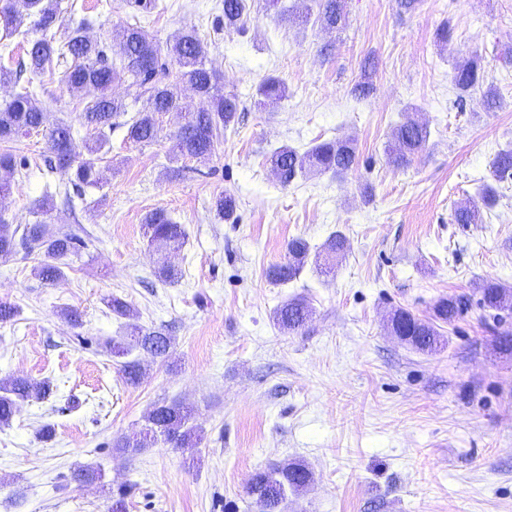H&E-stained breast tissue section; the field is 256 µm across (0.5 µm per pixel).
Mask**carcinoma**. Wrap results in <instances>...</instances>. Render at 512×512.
<instances>
[{
  "label": "carcinoma",
  "instance_id": "cac0c4a2",
  "mask_svg": "<svg viewBox=\"0 0 512 512\" xmlns=\"http://www.w3.org/2000/svg\"><path fill=\"white\" fill-rule=\"evenodd\" d=\"M319 19L325 27L336 29L346 25L348 16L345 0H312ZM27 13L18 11L15 0H0V37L8 41L16 35L25 36L22 30L25 17L32 18L31 27L41 32V37L29 41L25 55L14 57L0 53V82L14 86L11 99L0 109V144H13L20 138L45 127L47 109L37 100L32 77L56 68H63L61 83L65 88L90 86L93 97L80 113V123L93 135L86 139L83 151L74 146L72 125L59 122L47 134L45 166L50 171L68 175V183L80 193L84 188L96 186L103 180L100 166L105 147V130L115 126V119L128 112L123 99L112 94V85L126 82L134 100L145 99L144 107L125 122L127 140L145 145L156 140L160 129V116L176 112L183 119L172 137L173 159L205 160L216 154L221 137L235 131L239 119V102L236 97L224 94L221 79L205 62L206 46L195 31H182L161 45L140 24H129L115 31L112 42L117 47L116 56L108 55L100 42L87 36L90 24L86 18L75 27H65L63 32H53L59 21L60 0H26ZM249 12L248 0H224V26L239 27ZM452 83L457 100L476 90H483L487 110L498 108L499 99L494 85L487 82L482 59L472 55L456 65ZM192 89L206 105L188 112L182 104L181 91ZM259 94L269 102H276L287 94V87L276 79H269L259 89ZM429 138L427 127L408 120L398 125L391 134L386 153L397 167L408 166L423 150ZM357 149L349 139L325 140L300 152L289 146L279 148L270 158L281 182L287 184L306 172H332L340 174L354 168ZM27 166L25 157L5 148L0 151V169L14 173ZM492 182L483 185L481 202L466 200L456 205L453 221L456 224H477L481 221L480 206H494L498 201L495 184L512 180V150H501L491 167ZM216 214L230 219L236 212V199L231 194L218 196L214 203ZM149 241L161 252L177 251L184 243L186 233L182 225L174 222L165 212L156 210L145 217ZM346 239L334 234L325 246V254L314 256L315 265L329 264L344 250ZM86 241L71 230L51 229L46 224H29L18 233L14 220L0 212V258L7 259L22 251L37 255L39 261L33 268L41 281L53 283L64 276L66 260L78 258ZM310 256L308 243L295 238L288 244V261L270 267L268 276L276 282L295 279L307 265ZM475 304L494 315H512V287L496 281H485L476 288ZM471 296L461 294L441 299L434 308V320H425L412 312L399 309L389 318L396 335L419 350H433L440 343L435 327L439 321L451 325L474 304ZM311 310L302 299H291L274 312L278 327L290 333L305 328ZM129 340L114 342L110 352L126 356L139 349L154 358H166L171 347V337L138 323L127 324ZM124 381L136 385L143 375L137 360L120 364ZM51 393L45 381H35L24 376L0 381V426L8 425L21 401L44 398ZM191 410L178 402L157 403L147 413L144 427L127 436L115 447L125 454L139 453L143 448L159 441L182 452L189 453L195 461L200 437L188 426ZM310 481L305 465L285 461L270 470L256 471L246 482V493L255 512H282L281 506L288 493H297Z\"/></svg>",
  "mask_w": 512,
  "mask_h": 512
}]
</instances>
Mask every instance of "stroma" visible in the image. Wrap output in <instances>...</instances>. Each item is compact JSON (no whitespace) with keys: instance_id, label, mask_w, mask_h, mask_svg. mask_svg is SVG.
Segmentation results:
<instances>
[{"instance_id":"stroma-1","label":"stroma","mask_w":512,"mask_h":512,"mask_svg":"<svg viewBox=\"0 0 512 512\" xmlns=\"http://www.w3.org/2000/svg\"><path fill=\"white\" fill-rule=\"evenodd\" d=\"M164 2L149 31L166 42L196 29L244 119L206 160H172L178 116L163 115L146 146L113 128L101 187L48 212L45 194L65 177L44 166L43 134L16 143L27 167L11 176L0 210L21 225L76 229L88 246L52 284L35 277L36 256L0 260V302L19 309L0 324V380L24 375L53 388L0 427V512H108L125 485L127 512H222L228 500L251 512L249 475L292 459L312 478L285 512H512V355L494 345L512 317L501 325L471 309L441 325L444 344L433 353L386 326L399 308L432 318L440 299L485 280L512 286V183L499 184L482 223L452 219L455 205L477 198L495 154L512 148V0H418L411 11L397 0H348L340 31L293 23L309 0L274 8L249 0L238 29L218 27L222 0ZM61 17L70 27L91 18L89 36L105 45L136 21L126 0H61ZM445 25L453 39L443 46L436 34ZM474 54L501 98L496 111L477 92L456 99L453 67ZM369 57L373 90L359 99L352 89ZM271 77L288 95L263 106L258 88ZM42 82L49 122L67 121L83 141L86 94L67 92L55 76ZM409 119L430 136L411 166L397 169L384 146ZM336 138L357 146L358 163L344 175L285 184L266 163L280 146L303 151ZM225 193L238 204L230 220L212 208ZM156 209L186 232L183 249L166 258L145 236ZM337 232L347 249L332 274L309 265L291 282L267 279L292 239L316 250ZM165 260L181 269L179 282L156 278ZM112 296L130 304L135 322L172 338L168 361L141 355L136 386L107 347L123 336V319L105 304ZM295 296L313 314L304 330L285 334L273 312ZM65 307L78 310L80 327L62 316ZM163 400L192 406L197 464L163 443L133 456L115 449ZM46 423L55 429L49 443L37 436ZM87 464L100 467V479L75 481Z\"/></svg>"}]
</instances>
